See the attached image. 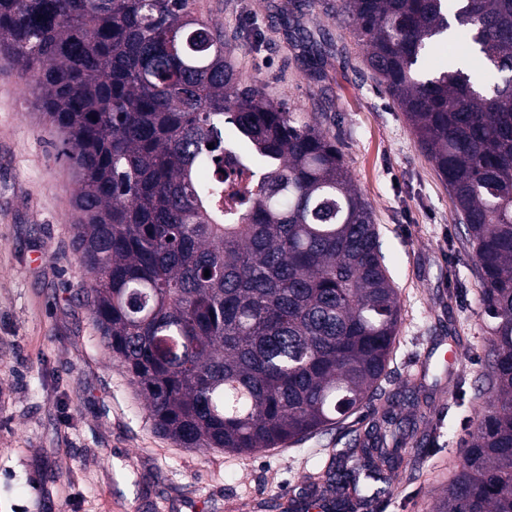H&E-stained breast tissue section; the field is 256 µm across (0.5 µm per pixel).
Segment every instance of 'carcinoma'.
<instances>
[{
  "mask_svg": "<svg viewBox=\"0 0 512 512\" xmlns=\"http://www.w3.org/2000/svg\"><path fill=\"white\" fill-rule=\"evenodd\" d=\"M336 17L448 187L481 285L480 403L436 512H512V0H338ZM228 45L189 0H0V53L65 145L100 340L155 430L251 455L367 409L320 475L327 512H358L407 471L432 401L375 405L401 306L371 207L337 141Z\"/></svg>",
  "mask_w": 512,
  "mask_h": 512,
  "instance_id": "1",
  "label": "carcinoma"
}]
</instances>
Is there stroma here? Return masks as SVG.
<instances>
[{
  "mask_svg": "<svg viewBox=\"0 0 512 512\" xmlns=\"http://www.w3.org/2000/svg\"><path fill=\"white\" fill-rule=\"evenodd\" d=\"M284 2L190 7L223 28L237 69L268 98L337 140L372 207L402 314L386 388L431 396L438 427L373 512H433L472 430V394L448 393L485 370L472 249L411 127L337 22L336 0L289 14ZM73 196L60 138L0 54V512H271V498L298 496L325 463L321 438L241 456L155 432L99 342Z\"/></svg>",
  "mask_w": 512,
  "mask_h": 512,
  "instance_id": "obj_1",
  "label": "stroma"
}]
</instances>
